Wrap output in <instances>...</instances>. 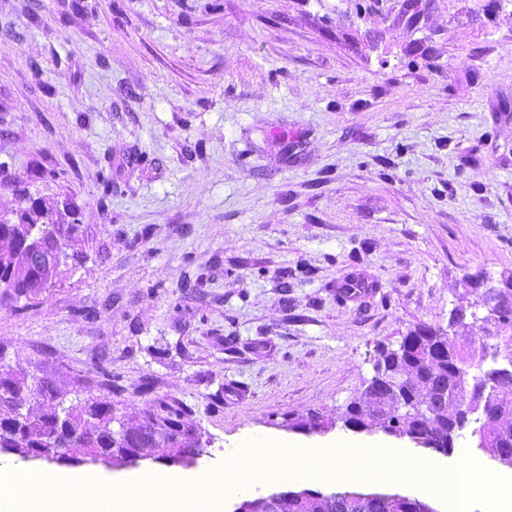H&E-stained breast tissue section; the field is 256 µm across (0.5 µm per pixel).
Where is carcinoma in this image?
I'll use <instances>...</instances> for the list:
<instances>
[{
    "instance_id": "cac0c4a2",
    "label": "carcinoma",
    "mask_w": 512,
    "mask_h": 512,
    "mask_svg": "<svg viewBox=\"0 0 512 512\" xmlns=\"http://www.w3.org/2000/svg\"><path fill=\"white\" fill-rule=\"evenodd\" d=\"M24 204L15 210L16 224H0V302L10 304L31 299L51 287L60 266L77 254L67 249L81 235L77 217L67 224L53 218L57 204L44 200L37 209L20 195ZM57 253L48 267L33 263L28 254L34 249ZM495 345L483 336H448L441 326L420 324L409 331L395 348L379 351L368 392L351 406L343 422L353 432L378 422L385 415L382 404L395 401L396 393L414 392L406 375L422 372L432 387L433 425L399 416L391 426L394 436L412 434L424 447L448 451L454 440L470 424L478 446L491 457L512 466V372L492 357ZM55 383L47 377L28 378L0 364V451L25 456L32 449L42 450L40 459L57 463L58 448H83L86 455H107L111 448H124L151 460L171 461L177 447L189 462L194 440L172 443L184 432L185 409L164 400L155 411L128 427L127 438L112 439V428L124 424L118 415L119 402L92 398L67 406L57 401ZM257 512H423L427 504L405 495L397 498H368L356 491L323 493L305 489V495L284 492L254 499Z\"/></svg>"
}]
</instances>
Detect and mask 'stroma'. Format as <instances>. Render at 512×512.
<instances>
[{
    "instance_id": "obj_1",
    "label": "stroma",
    "mask_w": 512,
    "mask_h": 512,
    "mask_svg": "<svg viewBox=\"0 0 512 512\" xmlns=\"http://www.w3.org/2000/svg\"><path fill=\"white\" fill-rule=\"evenodd\" d=\"M361 5L0 0V213L70 204L83 252L0 309V363L129 423L186 406L195 474L257 435L327 442L381 347L512 276V0ZM390 443L512 476L467 430Z\"/></svg>"
}]
</instances>
